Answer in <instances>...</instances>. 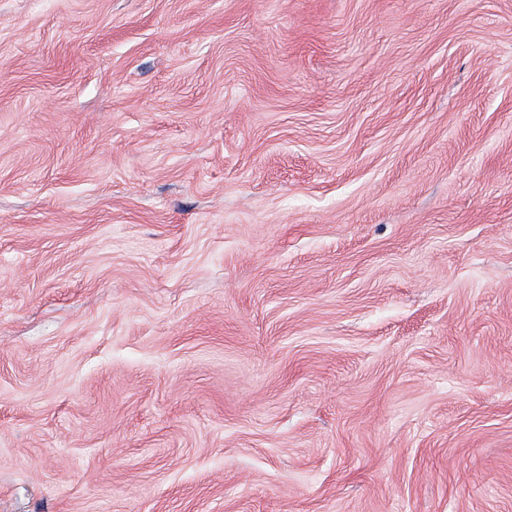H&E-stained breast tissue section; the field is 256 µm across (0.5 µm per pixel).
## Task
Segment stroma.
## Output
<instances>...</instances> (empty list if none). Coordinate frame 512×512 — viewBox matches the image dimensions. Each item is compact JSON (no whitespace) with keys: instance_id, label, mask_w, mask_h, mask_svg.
<instances>
[{"instance_id":"1","label":"stroma","mask_w":512,"mask_h":512,"mask_svg":"<svg viewBox=\"0 0 512 512\" xmlns=\"http://www.w3.org/2000/svg\"><path fill=\"white\" fill-rule=\"evenodd\" d=\"M0 512H512V0H0Z\"/></svg>"}]
</instances>
